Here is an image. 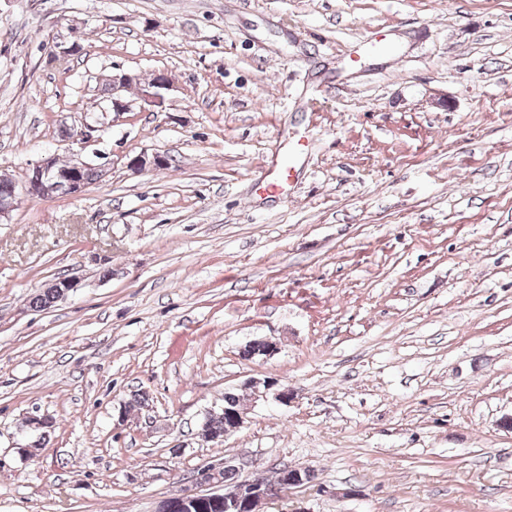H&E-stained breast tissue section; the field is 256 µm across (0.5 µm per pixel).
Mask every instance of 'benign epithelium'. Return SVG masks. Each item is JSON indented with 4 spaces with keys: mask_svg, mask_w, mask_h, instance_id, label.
Returning <instances> with one entry per match:
<instances>
[{
    "mask_svg": "<svg viewBox=\"0 0 512 512\" xmlns=\"http://www.w3.org/2000/svg\"><path fill=\"white\" fill-rule=\"evenodd\" d=\"M134 81V77L128 73L120 72L112 75V111L116 113L129 111V102L126 101L123 92ZM169 79L166 74L158 73L141 89L140 96L143 100L151 102L159 96V90L166 88ZM161 156L155 154L137 155L127 162L130 169L142 171L146 168L157 167ZM89 167L84 162L71 163L62 168L58 166L55 157L49 156L41 161L28 177L25 190L42 198H52L57 192L64 189L70 195L81 193L86 184L80 178L83 169ZM237 465L226 460L219 465H211L202 470L195 478L196 488L187 489L178 499H163L157 512H186L190 507H197L206 501L224 503L229 512H262L261 507L271 496L267 489L253 483L250 480H241L239 483L227 489L224 485V471L235 469Z\"/></svg>",
    "mask_w": 512,
    "mask_h": 512,
    "instance_id": "obj_1",
    "label": "benign epithelium"
}]
</instances>
